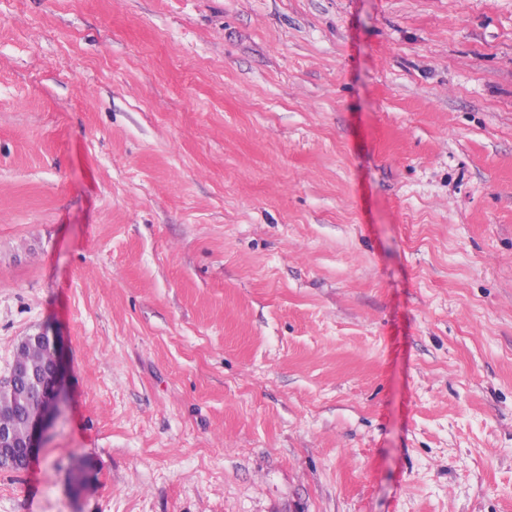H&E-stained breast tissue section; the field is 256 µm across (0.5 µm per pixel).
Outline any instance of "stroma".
Instances as JSON below:
<instances>
[{"label": "stroma", "mask_w": 512, "mask_h": 512, "mask_svg": "<svg viewBox=\"0 0 512 512\" xmlns=\"http://www.w3.org/2000/svg\"><path fill=\"white\" fill-rule=\"evenodd\" d=\"M44 327L0 512H512V0H0ZM39 342L46 346L52 354V363L44 373V389L40 398L38 410L31 416L29 431L24 444L16 447L10 427L0 423V469L13 472L26 470L36 452L41 448V440L49 425L56 418L63 401V389L61 385L62 367L57 355V337L49 335L46 330L22 336L16 346L14 360L18 348L29 341ZM44 346L33 347L28 352H22L20 359H24L35 365H45L50 362L51 355ZM12 362L7 375H0V390H14L20 384L32 377L27 367L17 366ZM12 448H24L15 451Z\"/></svg>", "instance_id": "obj_1"}]
</instances>
